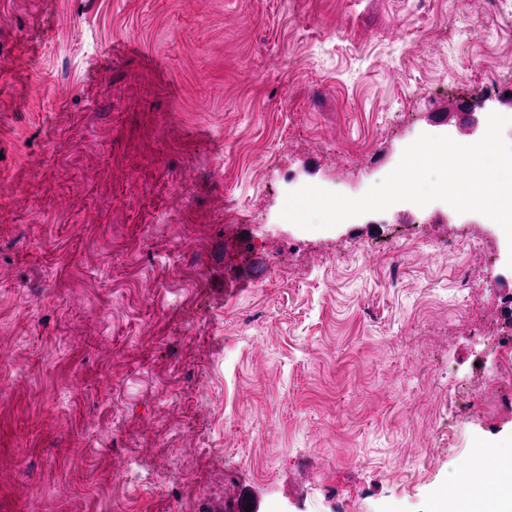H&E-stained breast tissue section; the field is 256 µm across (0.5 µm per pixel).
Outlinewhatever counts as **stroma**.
<instances>
[{
	"instance_id": "obj_1",
	"label": "stroma",
	"mask_w": 512,
	"mask_h": 512,
	"mask_svg": "<svg viewBox=\"0 0 512 512\" xmlns=\"http://www.w3.org/2000/svg\"><path fill=\"white\" fill-rule=\"evenodd\" d=\"M483 62L512 82V0H0V512H432L511 456L459 300L490 259L512 294L495 225L281 216L512 118Z\"/></svg>"
}]
</instances>
